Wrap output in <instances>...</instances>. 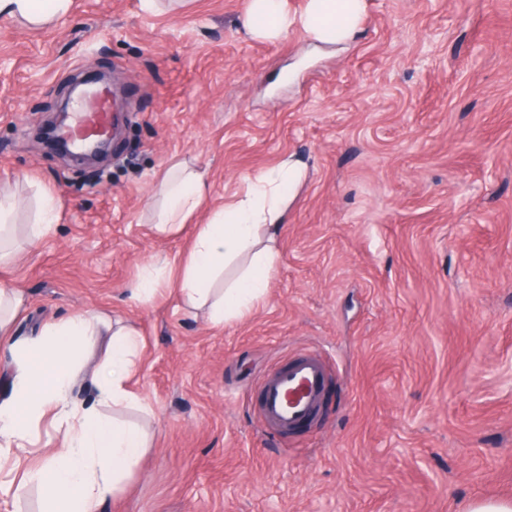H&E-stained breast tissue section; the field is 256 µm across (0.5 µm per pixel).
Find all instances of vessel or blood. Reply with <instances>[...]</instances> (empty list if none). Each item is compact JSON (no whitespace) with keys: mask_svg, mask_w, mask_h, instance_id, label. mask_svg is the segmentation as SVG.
Segmentation results:
<instances>
[{"mask_svg":"<svg viewBox=\"0 0 512 512\" xmlns=\"http://www.w3.org/2000/svg\"><path fill=\"white\" fill-rule=\"evenodd\" d=\"M109 115L108 98L99 97L95 107L80 118V136L103 131ZM329 374L326 360L318 353L307 352L264 380L258 410L266 430L289 432L315 417L322 408Z\"/></svg>","mask_w":512,"mask_h":512,"instance_id":"obj_1","label":"vessel or blood"}]
</instances>
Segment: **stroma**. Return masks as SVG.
<instances>
[{
    "mask_svg": "<svg viewBox=\"0 0 512 512\" xmlns=\"http://www.w3.org/2000/svg\"><path fill=\"white\" fill-rule=\"evenodd\" d=\"M246 0H71L0 18V186L22 202L0 281L25 343L106 310L144 341L120 421L151 449L102 512H464L512 499V0H365L349 42L249 34ZM118 77L124 124L104 180L38 133L73 79ZM305 176L264 301L218 327L187 315L177 272L128 290L153 256L283 156ZM204 173L188 224L156 235L164 173ZM49 236L31 241L42 195ZM317 351L324 410L269 434L259 386ZM70 0H0V17H21L47 25L68 12Z\"/></svg>",
    "mask_w": 512,
    "mask_h": 512,
    "instance_id": "35a3bbf8",
    "label": "stroma"
}]
</instances>
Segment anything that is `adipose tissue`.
I'll use <instances>...</instances> for the list:
<instances>
[{
	"label": "adipose tissue",
	"instance_id": "obj_1",
	"mask_svg": "<svg viewBox=\"0 0 512 512\" xmlns=\"http://www.w3.org/2000/svg\"><path fill=\"white\" fill-rule=\"evenodd\" d=\"M70 0H0V17H21L37 25L68 11ZM364 14V0H309L293 15L285 0H249L244 17L255 36L278 38L300 27L312 39L336 43L351 38ZM301 174L299 162L279 164L249 180L247 190L211 223L200 225L182 262L179 291L189 309L205 311L213 325L244 319L265 296L278 259V236L287 209V191ZM207 191L202 172L184 169L157 185L163 201L155 229L167 234L185 224ZM98 346L100 359L90 375L99 386L98 403L72 400L76 371L85 351ZM142 349L133 324L102 312H75L45 324L27 346L14 351L12 395L0 404V453L24 455L33 431L52 417L58 432L46 460L24 470L21 481L45 492L43 512H98L119 492L150 449L136 426L108 419L103 407L121 409L140 398L127 382Z\"/></svg>",
	"mask_w": 512,
	"mask_h": 512
}]
</instances>
